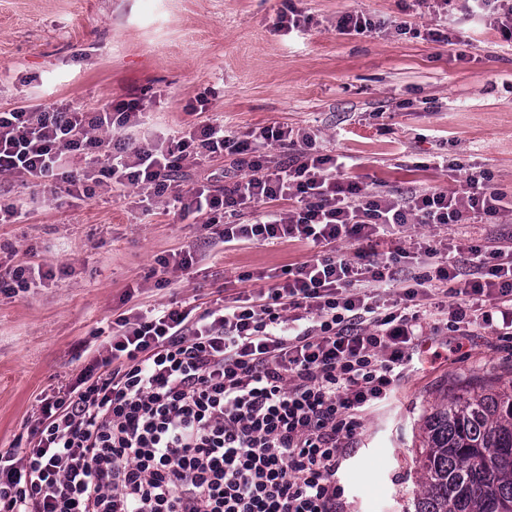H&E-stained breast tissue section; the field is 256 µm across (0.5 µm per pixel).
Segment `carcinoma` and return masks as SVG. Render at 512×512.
Returning a JSON list of instances; mask_svg holds the SVG:
<instances>
[{"label": "carcinoma", "instance_id": "cac0c4a2", "mask_svg": "<svg viewBox=\"0 0 512 512\" xmlns=\"http://www.w3.org/2000/svg\"><path fill=\"white\" fill-rule=\"evenodd\" d=\"M422 432L414 512H512V381L441 400Z\"/></svg>", "mask_w": 512, "mask_h": 512}]
</instances>
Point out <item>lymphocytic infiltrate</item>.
<instances>
[{"label":"lymphocytic infiltrate","instance_id":"1","mask_svg":"<svg viewBox=\"0 0 512 512\" xmlns=\"http://www.w3.org/2000/svg\"><path fill=\"white\" fill-rule=\"evenodd\" d=\"M142 118L135 99L0 110V176L77 199L135 188L148 205L206 215L225 246L297 240L319 252L201 311L162 303L120 315L76 382L40 399L26 446L0 452V512H345L339 461L364 412L392 398L426 320L512 341L511 245L456 244L464 272L427 246V263L401 275L399 255L378 260L374 242L390 227L511 217L512 194L471 173L459 189L399 198L340 178L306 128L243 140L210 118L140 142L130 131ZM272 145L288 157L275 160ZM224 154L241 172L232 185L178 182ZM78 155L85 167L68 169ZM280 200L290 208L239 222L243 208ZM344 242L352 256L321 252Z\"/></svg>","mask_w":512,"mask_h":512}]
</instances>
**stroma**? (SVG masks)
Here are the masks:
<instances>
[{"label":"stroma","instance_id":"stroma-1","mask_svg":"<svg viewBox=\"0 0 512 512\" xmlns=\"http://www.w3.org/2000/svg\"><path fill=\"white\" fill-rule=\"evenodd\" d=\"M296 8L306 27L277 29ZM360 11L385 30L341 33L339 15ZM410 26L396 34L397 24ZM440 27L456 44L424 39ZM210 117L245 134L272 125L309 128L324 152L349 157L344 176L397 196L451 191L485 172L512 191V41L470 0L447 17L417 0H0V109L45 100L86 108L135 95L146 112L134 136L153 141L201 122L186 111L198 94ZM238 174L216 155L178 175L184 188L219 190ZM0 269L45 263L54 278L0 294V451L26 444L36 401L73 383L101 342L98 330L132 305L208 306L259 289L245 272L270 274L314 253L304 244L226 247L205 216L142 210L136 190L76 201L0 176ZM512 243V222L412 226L380 237L379 259L418 242ZM188 249L196 262L165 287L156 257ZM420 355L390 405L369 411L337 481L349 512H414V458L422 420L446 393L512 380V343L487 327L469 336L425 327Z\"/></svg>","mask_w":512,"mask_h":512}]
</instances>
